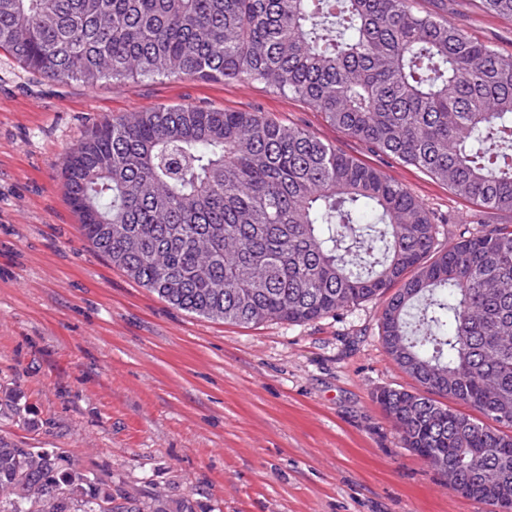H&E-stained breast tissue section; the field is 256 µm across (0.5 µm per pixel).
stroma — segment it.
<instances>
[{
	"label": "stroma",
	"instance_id": "1",
	"mask_svg": "<svg viewBox=\"0 0 512 512\" xmlns=\"http://www.w3.org/2000/svg\"><path fill=\"white\" fill-rule=\"evenodd\" d=\"M423 12L503 54L512 19L472 0ZM160 105L260 111L401 181L450 244L475 205L368 151L303 101L256 82L188 76L55 83L0 50V436L57 448L113 492L170 512H490L403 448L374 401L414 389L385 353L376 298L309 323L238 326L164 302L96 255L60 177L87 128Z\"/></svg>",
	"mask_w": 512,
	"mask_h": 512
}]
</instances>
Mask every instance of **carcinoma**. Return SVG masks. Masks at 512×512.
<instances>
[{"instance_id": "1", "label": "carcinoma", "mask_w": 512, "mask_h": 512, "mask_svg": "<svg viewBox=\"0 0 512 512\" xmlns=\"http://www.w3.org/2000/svg\"><path fill=\"white\" fill-rule=\"evenodd\" d=\"M480 8L512 18V0ZM0 49L58 83H262L512 212V55L412 0H0ZM61 177L94 252L187 313L306 323L387 296L379 338L418 389L375 401L402 447L448 466L461 496L512 502L511 224L442 247L403 183L265 112L107 118ZM0 512L140 507L62 453L0 436Z\"/></svg>"}]
</instances>
